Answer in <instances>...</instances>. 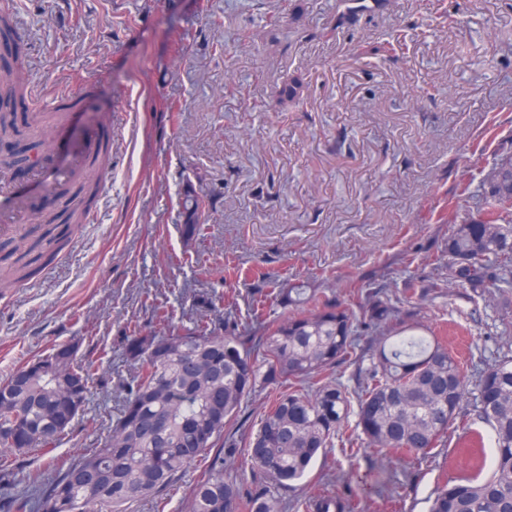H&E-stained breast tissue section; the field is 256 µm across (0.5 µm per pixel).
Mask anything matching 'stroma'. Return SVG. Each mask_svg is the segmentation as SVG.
I'll list each match as a JSON object with an SVG mask.
<instances>
[{
	"label": "stroma",
	"instance_id": "1",
	"mask_svg": "<svg viewBox=\"0 0 512 512\" xmlns=\"http://www.w3.org/2000/svg\"><path fill=\"white\" fill-rule=\"evenodd\" d=\"M9 13L23 35L28 108L91 83L65 140L22 124L0 141L30 206L61 209L33 185L37 161L112 131L94 222L33 284L0 289V379L69 340L93 363L72 431L57 447L9 454L13 480L105 440L125 394L123 340L159 328L158 310L191 326L207 306L247 298L257 270L336 302H356L363 282L401 293L404 271L431 274L462 214L486 219L487 183L512 156V0H10ZM385 43L388 53H355ZM293 74L301 100L279 105ZM189 187L205 197L206 223L188 239ZM404 310L471 371L512 353V299L493 306L450 288ZM274 395L245 400L241 446L224 461L252 493L261 484L242 443ZM469 423L460 413L453 439L422 462L334 446L281 497L311 495L333 467L343 472L336 493L364 499L368 512H428L444 481L491 464L490 427L478 448L458 443ZM203 469L181 473L163 510L149 498L129 512H186Z\"/></svg>",
	"mask_w": 512,
	"mask_h": 512
}]
</instances>
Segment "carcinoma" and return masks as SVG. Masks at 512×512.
Segmentation results:
<instances>
[{
  "mask_svg": "<svg viewBox=\"0 0 512 512\" xmlns=\"http://www.w3.org/2000/svg\"><path fill=\"white\" fill-rule=\"evenodd\" d=\"M25 62L0 69V102L25 97ZM68 113L33 112L36 131L66 121ZM111 171L108 147L59 185L67 216L81 226L98 185ZM489 218L463 220L448 232L446 256L434 262L428 288H467L481 297L512 292V158L501 161L486 192ZM204 201L187 188L186 224L191 237ZM44 233L5 243L10 261L0 265V288L32 277L63 249L65 235L39 222ZM248 306L249 323L225 334L223 316L178 331L150 330L126 337L133 365L126 399L107 440L11 496L13 512H125L131 501L169 487L191 463L206 466L190 491L188 512H278V493L303 479L319 456L344 436L350 416L368 448L397 458L425 460L474 395L473 420L491 427L492 471L449 479L437 487L429 512H512V355L496 357L472 378L434 335L407 323L398 298L368 291L358 307L322 301L317 289L259 277ZM274 295L287 314L267 318L262 297ZM372 337L368 364L350 388L333 370L357 357L360 337ZM75 343L58 344L0 382V450L54 447L89 403L91 368ZM265 388L278 390L258 428L245 442L247 456L265 482L244 497L237 479L224 476V449L238 447L232 434L244 400ZM214 455H209L210 451ZM337 476L301 504L303 512H361L364 505L332 491Z\"/></svg>",
  "mask_w": 512,
  "mask_h": 512,
  "instance_id": "carcinoma-1",
  "label": "carcinoma"
}]
</instances>
